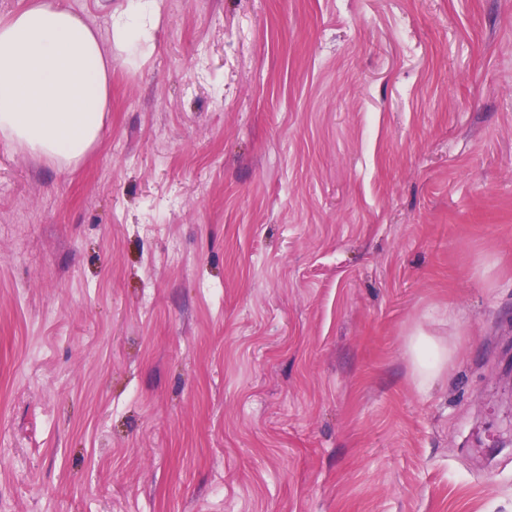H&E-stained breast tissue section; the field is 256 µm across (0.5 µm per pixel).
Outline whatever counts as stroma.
I'll list each match as a JSON object with an SVG mask.
<instances>
[{"label": "stroma", "mask_w": 512, "mask_h": 512, "mask_svg": "<svg viewBox=\"0 0 512 512\" xmlns=\"http://www.w3.org/2000/svg\"><path fill=\"white\" fill-rule=\"evenodd\" d=\"M160 5L0 139V512H512V0ZM407 350L415 380L418 387L423 390L448 369V361L452 355L448 344L436 340L421 328L410 334Z\"/></svg>", "instance_id": "35a3bbf8"}]
</instances>
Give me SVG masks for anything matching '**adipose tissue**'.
<instances>
[{"instance_id": "ef3b65f1", "label": "adipose tissue", "mask_w": 512, "mask_h": 512, "mask_svg": "<svg viewBox=\"0 0 512 512\" xmlns=\"http://www.w3.org/2000/svg\"><path fill=\"white\" fill-rule=\"evenodd\" d=\"M160 19V0H127L108 36L132 53ZM111 65L98 33L50 0L0 20V137L51 161L81 160L104 126ZM407 350L422 389L447 370L452 355L419 328Z\"/></svg>"}]
</instances>
